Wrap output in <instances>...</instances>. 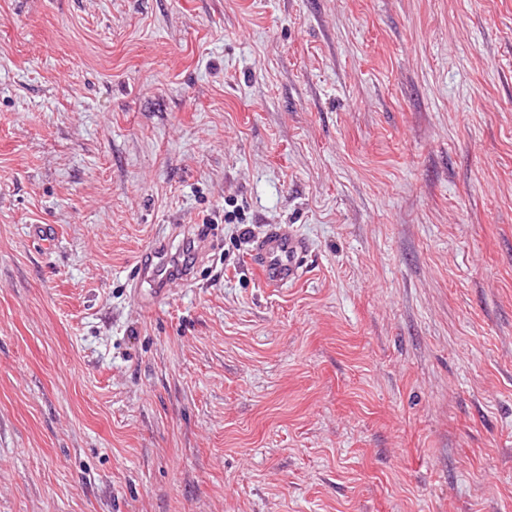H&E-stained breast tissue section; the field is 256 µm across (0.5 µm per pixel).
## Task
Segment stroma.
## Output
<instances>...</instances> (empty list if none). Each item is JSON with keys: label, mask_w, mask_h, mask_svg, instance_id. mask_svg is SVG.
Listing matches in <instances>:
<instances>
[{"label": "stroma", "mask_w": 512, "mask_h": 512, "mask_svg": "<svg viewBox=\"0 0 512 512\" xmlns=\"http://www.w3.org/2000/svg\"><path fill=\"white\" fill-rule=\"evenodd\" d=\"M0 512H512V0H0ZM305 240L296 232L271 227L255 243V270L268 288H284L305 276ZM169 250L168 237L158 236L148 253L147 260L136 276L135 292L141 293L143 284L149 285V293L156 297L167 291L169 280L174 272L167 259Z\"/></svg>", "instance_id": "35a3bbf8"}]
</instances>
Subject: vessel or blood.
Segmentation results:
<instances>
[{"mask_svg": "<svg viewBox=\"0 0 512 512\" xmlns=\"http://www.w3.org/2000/svg\"><path fill=\"white\" fill-rule=\"evenodd\" d=\"M169 240L156 238L147 259L136 276L137 284L148 285L151 294L163 295L173 269L167 259ZM305 240L296 232L272 227L255 243V269L259 278L270 288H283L301 281L305 276L302 264Z\"/></svg>", "mask_w": 512, "mask_h": 512, "instance_id": "1", "label": "vessel or blood"}]
</instances>
